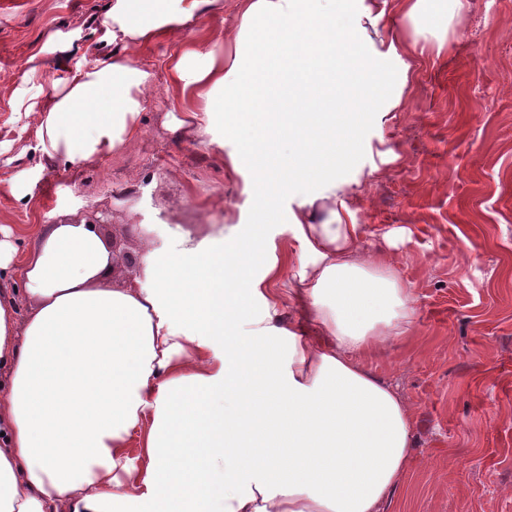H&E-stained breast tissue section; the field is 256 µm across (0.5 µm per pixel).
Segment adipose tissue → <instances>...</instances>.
Returning a JSON list of instances; mask_svg holds the SVG:
<instances>
[{"label": "adipose tissue", "mask_w": 512, "mask_h": 512, "mask_svg": "<svg viewBox=\"0 0 512 512\" xmlns=\"http://www.w3.org/2000/svg\"><path fill=\"white\" fill-rule=\"evenodd\" d=\"M216 0H112L91 63L34 106L38 147L82 166L136 140L153 74L138 49L195 26ZM238 0L235 52L224 32L207 48L170 57L172 84L188 104L181 125L250 117L259 140L231 156L251 164L247 191L259 218L224 256L221 285L195 283L192 303L168 272L212 266L210 238L146 248L141 279L112 287V254L84 223L42 234L23 266L0 279V512H383L408 475L415 418L368 359L405 337L415 298L389 254L362 247L335 170L356 149L381 90L385 55L410 58L401 31L379 52L363 25L393 3L404 16L444 25L461 0ZM329 199L321 221L293 213L300 251L294 278L319 334L279 328L280 302L253 268L266 249L272 200L289 186ZM33 304L16 312V285ZM246 322L252 332L235 336ZM208 430L207 461L181 451L183 411ZM140 432L144 469L125 443Z\"/></svg>", "instance_id": "ef3b65f1"}]
</instances>
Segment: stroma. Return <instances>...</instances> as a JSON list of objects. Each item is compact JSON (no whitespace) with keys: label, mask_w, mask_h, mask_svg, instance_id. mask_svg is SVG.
Here are the masks:
<instances>
[{"label":"stroma","mask_w":512,"mask_h":512,"mask_svg":"<svg viewBox=\"0 0 512 512\" xmlns=\"http://www.w3.org/2000/svg\"><path fill=\"white\" fill-rule=\"evenodd\" d=\"M109 0H0V226L14 232L18 256L54 224L101 217L97 232L113 247L108 281L122 287L140 269L144 239L173 247L184 231L203 237L223 228L225 246L255 221L244 191L252 173L231 171L230 157L255 135L241 122L224 136L222 113L210 134L188 138L172 126L185 103L170 85L167 61L185 44L204 46L213 29L238 27L237 0H220L183 40L139 50L162 90L151 93L139 138L95 166L65 168L37 149L34 126L15 113L22 96L41 101L84 46L44 52L50 33L99 19ZM447 28L399 13L381 27L415 46L409 75L386 61L401 106L377 102L360 143L336 172L353 202L366 248L396 238L401 277L417 301L406 337L370 361L415 415L408 491L387 512H512V0H463ZM43 51L41 88L23 81L26 58ZM27 176L29 199L12 182ZM305 196L289 189L267 227L276 270L263 282L282 301L280 324L315 335L303 295L288 292V264L299 244L291 215Z\"/></svg>","instance_id":"35a3bbf8"}]
</instances>
